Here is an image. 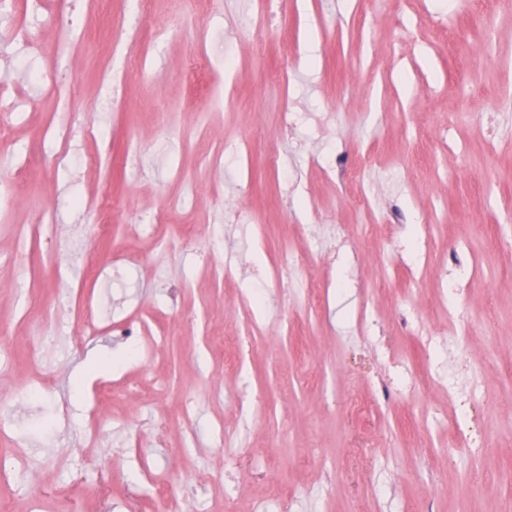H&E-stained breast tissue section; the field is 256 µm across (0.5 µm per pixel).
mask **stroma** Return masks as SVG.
Returning a JSON list of instances; mask_svg holds the SVG:
<instances>
[{"label": "stroma", "mask_w": 512, "mask_h": 512, "mask_svg": "<svg viewBox=\"0 0 512 512\" xmlns=\"http://www.w3.org/2000/svg\"><path fill=\"white\" fill-rule=\"evenodd\" d=\"M256 0H210L202 12L154 0L153 18L112 0V32L90 27L69 48L54 46L46 14L33 11L35 35L52 42L51 58L66 84L64 98L30 84L22 49L0 46V83L23 86L31 109L18 113L16 139L0 148V189L9 190L11 166L63 106L83 111L99 94L100 62L112 63V124L108 145L75 142L71 163L26 173L29 204L0 206V224H27L59 205L57 249L64 278L45 266L44 245L30 247L0 233V326L14 334L0 350V463L15 446L28 449L26 491L0 488V512H105L122 501L139 512H168L169 502L198 496L201 512H512V9L490 0H275L274 26L264 53L252 38ZM293 107L300 120L283 128ZM253 141L250 169L232 155L223 168L208 163L220 146ZM42 145L51 154V144ZM369 164L373 225L349 246H332L338 224L361 217L343 178L356 156ZM112 194V247L142 251L156 274H129L113 287L118 268L104 258L97 279L85 273L83 253L97 246L91 213L67 207L74 196ZM165 251L147 235L125 240L123 227L172 199ZM244 205L273 236L299 245V225L319 212L306 268L335 276L338 287L318 307L288 288L264 289L252 275L266 262L244 232L225 238L238 261L240 287L261 293L270 315L290 325L280 346H250L248 367L228 349L208 348V337L231 331L235 314L224 287L205 270L210 225L226 208ZM441 209L442 234L466 241L484 257L483 281L462 297L459 313L474 323L467 347L470 370L461 389L478 387L492 403L450 416L460 401L427 392L420 404L402 402L400 383L426 367L417 358L419 328L437 332L440 293L433 273L410 279L406 262L416 250L414 227ZM197 229V249L183 243L184 226ZM184 288L183 305L165 308L168 287ZM89 294L107 321L134 312L177 328L160 359L136 365L114 334L79 339L60 301L69 289ZM56 302L58 327L43 350L52 373L50 399H12L26 375L23 309ZM376 322L374 336L354 330L360 311ZM421 320L403 326L401 312ZM396 347L409 364L392 363ZM315 371L305 381L303 368ZM152 382L176 408L182 395L198 398L191 435L175 420L158 428L153 407L133 408L123 382ZM263 388L264 409L236 448L215 445L219 421L235 419L239 402ZM370 407L365 420L348 412L350 398ZM105 419L93 463L75 456L58 467V442L81 447L92 411ZM484 421L494 434L479 456L448 458L437 448H412L414 433L448 439ZM138 447L126 448L128 437ZM169 468L165 497L140 483L139 458ZM489 476L480 497L468 500L464 481L474 464ZM295 495L287 503L285 494Z\"/></svg>", "instance_id": "1"}]
</instances>
